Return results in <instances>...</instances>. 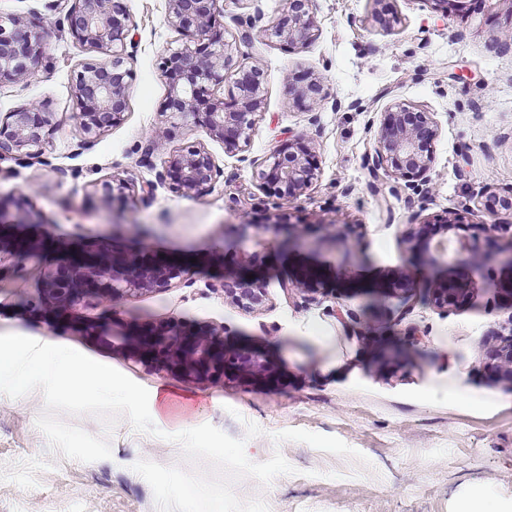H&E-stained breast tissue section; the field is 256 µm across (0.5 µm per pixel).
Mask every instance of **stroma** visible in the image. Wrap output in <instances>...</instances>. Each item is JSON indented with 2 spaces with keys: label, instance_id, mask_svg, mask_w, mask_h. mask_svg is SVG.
Wrapping results in <instances>:
<instances>
[{
  "label": "stroma",
  "instance_id": "stroma-1",
  "mask_svg": "<svg viewBox=\"0 0 512 512\" xmlns=\"http://www.w3.org/2000/svg\"><path fill=\"white\" fill-rule=\"evenodd\" d=\"M123 3L138 44L126 63L133 73L128 108L120 124L81 152L74 75L98 55L63 24L69 0H0V15L41 21L45 43L36 78L0 82V113L39 100L58 125L47 150L50 166L0 160V219L14 221L12 199L27 194L40 218L32 233L44 243L25 260L28 268L50 264L66 241L125 251L145 235L156 252L188 261L189 274L118 312L81 308L59 322L36 309V278L5 272L0 333L65 344L148 389L168 385L197 406L200 423L245 440L251 461L281 453L294 474L266 486L250 477L233 484L241 500L263 499L269 512H459L476 491L500 512H512V384L478 359L493 332L512 322V310L494 298L495 288L512 286V267L493 259L491 241L481 244L484 264L447 268L405 241L410 225L450 215L465 224L512 223L511 213L483 206L488 193L512 190V0H479L476 8L448 14L432 0H312L318 36L296 50L265 31L287 0H222L236 59L265 72L264 104L240 154L225 151L205 128L164 115L170 83L162 61L183 40L168 22L166 0ZM258 10L263 18L255 27L241 25ZM380 10L396 14L397 24L380 25ZM313 80L328 98L315 110L300 97ZM398 103L430 112L437 123L433 167L410 183L376 181L365 159ZM159 126L168 128V138L150 142ZM301 137L311 139L320 174L285 209L291 221L310 226L308 247L290 249L286 232L269 229L257 238L248 227L276 212L258 164ZM189 146L205 147L223 175L199 198L165 185L152 200L142 199L137 186ZM113 178L134 193L107 202L95 186ZM329 223L356 243L351 257L324 241L321 227ZM311 263L322 266L327 289L308 305L301 295L285 297L280 280ZM244 272L268 283V302L250 312L225 299L220 286L222 275ZM399 281L411 285L406 297L390 291ZM461 281L470 291L458 307L424 301L430 288ZM347 310L360 324L340 321ZM90 313L226 327L230 341L269 354L280 383L212 384L157 372L85 335L80 326ZM412 327L420 333L415 344L406 336ZM44 410L39 397L20 405L0 401V512H157L150 485L129 460L210 469L127 419L108 430L90 414L61 419L107 437L112 456L68 459L36 426Z\"/></svg>",
  "mask_w": 512,
  "mask_h": 512
}]
</instances>
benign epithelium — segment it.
<instances>
[{
  "instance_id": "benign-epithelium-1",
  "label": "benign epithelium",
  "mask_w": 512,
  "mask_h": 512,
  "mask_svg": "<svg viewBox=\"0 0 512 512\" xmlns=\"http://www.w3.org/2000/svg\"><path fill=\"white\" fill-rule=\"evenodd\" d=\"M311 0H289L288 8L271 26V35L288 46L305 45L314 38V24L309 14ZM221 13L220 0H168V22L191 39L194 46L165 57V74L171 90L164 111L187 117L205 126L211 135L234 152L248 144L254 115L264 102L263 70L254 65L237 68L229 43L209 38L216 17ZM64 21L71 35L100 55L77 74L75 97L80 121L88 139L79 144L78 152L90 148L94 139L119 124L127 109L132 73L125 66L130 50V26L120 0H73ZM39 33L18 19L5 24L0 21V79L14 76L32 78L35 64L44 54ZM237 69V100L232 108L224 99L213 96L207 83L220 77V72ZM56 122L50 112L32 102L13 112L0 115V159L18 153L43 166L51 165L45 154L46 144ZM438 129L429 113L408 105H399L387 113L373 151L367 156L368 168L384 171L396 178L426 174L433 162L432 144ZM268 169L260 172L264 183L273 186L284 206L302 195L317 179V166L309 146L301 141L289 143L273 151ZM224 173L214 156L203 147H195L172 155L155 180L142 187V198L150 199L159 186L185 196H198ZM484 207H499L512 212V190L506 195L491 193ZM5 222L0 220V270L16 269L32 253L40 252L41 241L26 234L4 239ZM470 225L447 219L438 224L440 238H435L430 225L415 224L407 240L422 245L432 261L447 253L450 240L456 244L459 262L468 263L482 256L478 238L468 234ZM504 225L484 224L482 231L500 234L507 248L500 252L501 262L512 265V233L503 235ZM63 258L49 269L39 272L42 300L54 309L69 311L79 306L116 307L123 301L148 293L162 294L175 287V281L189 273L177 257L157 258L140 242L122 255L107 244L94 248L66 244L59 248ZM224 297L244 310H255L267 301V283L256 277L221 280ZM284 294L316 291L323 288L322 268L308 265L289 275L280 284ZM466 292L462 284L435 288L429 297L439 306L450 309ZM107 345L127 348L136 359H146L159 371H178L196 380L236 378L246 383L274 379L276 368L260 350L237 348L226 343L221 326L197 329L180 320H158L142 331L125 332L111 321L101 326L94 321L85 325ZM484 365L500 377L512 382V333L509 338L486 352Z\"/></svg>"
}]
</instances>
